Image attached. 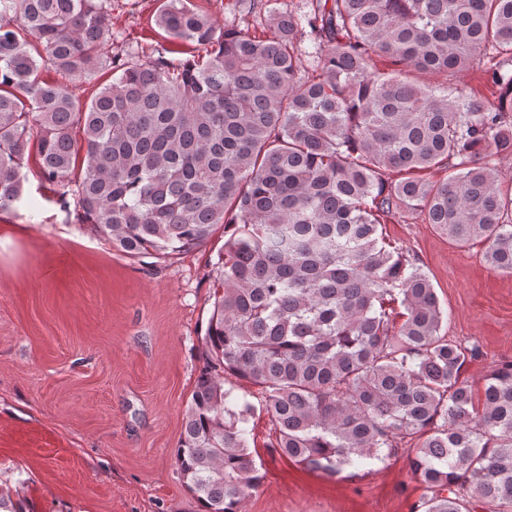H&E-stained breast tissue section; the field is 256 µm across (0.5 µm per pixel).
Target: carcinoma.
Returning a JSON list of instances; mask_svg holds the SVG:
<instances>
[{"label":"carcinoma","mask_w":512,"mask_h":512,"mask_svg":"<svg viewBox=\"0 0 512 512\" xmlns=\"http://www.w3.org/2000/svg\"><path fill=\"white\" fill-rule=\"evenodd\" d=\"M236 2L261 33L165 0L154 22L175 47L105 55L112 0H0V212L33 146L52 192L131 257L224 227L175 454L203 512H244L263 481L255 406L227 375L257 388L273 453L333 477L411 442L419 512H512V359L475 399L461 376L479 346L443 333L428 275L379 232L418 210L512 275V184L491 164L512 157V0ZM480 57L491 100L413 77Z\"/></svg>","instance_id":"carcinoma-1"}]
</instances>
